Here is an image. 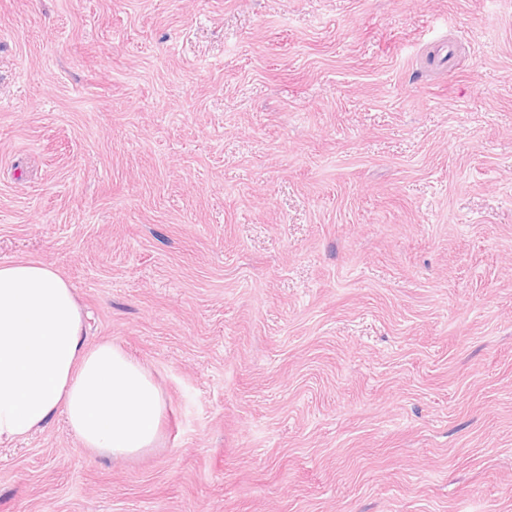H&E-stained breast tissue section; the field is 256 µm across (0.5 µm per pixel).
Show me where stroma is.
Returning <instances> with one entry per match:
<instances>
[{
  "instance_id": "obj_1",
  "label": "stroma",
  "mask_w": 512,
  "mask_h": 512,
  "mask_svg": "<svg viewBox=\"0 0 512 512\" xmlns=\"http://www.w3.org/2000/svg\"><path fill=\"white\" fill-rule=\"evenodd\" d=\"M20 259L167 408L0 512H512V0H0Z\"/></svg>"
}]
</instances>
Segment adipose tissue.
<instances>
[{
	"mask_svg": "<svg viewBox=\"0 0 512 512\" xmlns=\"http://www.w3.org/2000/svg\"><path fill=\"white\" fill-rule=\"evenodd\" d=\"M166 404L114 341L89 343L75 290L36 261L0 264V445L64 417L82 448L127 459L155 447Z\"/></svg>",
	"mask_w": 512,
	"mask_h": 512,
	"instance_id": "adipose-tissue-1",
	"label": "adipose tissue"
}]
</instances>
